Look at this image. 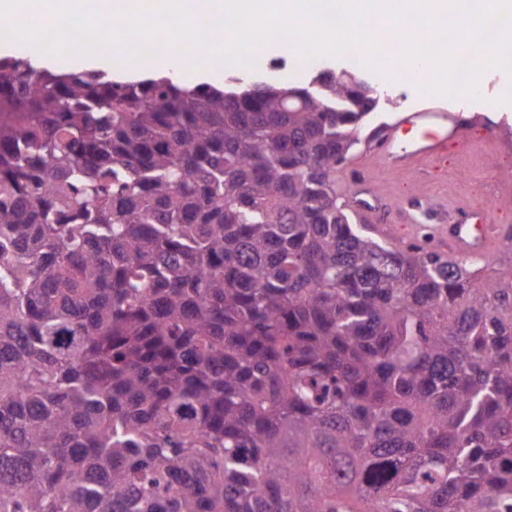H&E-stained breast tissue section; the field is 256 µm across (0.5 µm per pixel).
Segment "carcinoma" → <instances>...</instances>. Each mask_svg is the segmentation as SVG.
Listing matches in <instances>:
<instances>
[{
	"instance_id": "cac0c4a2",
	"label": "carcinoma",
	"mask_w": 512,
	"mask_h": 512,
	"mask_svg": "<svg viewBox=\"0 0 512 512\" xmlns=\"http://www.w3.org/2000/svg\"><path fill=\"white\" fill-rule=\"evenodd\" d=\"M378 103L0 59V512H512V252L356 223Z\"/></svg>"
}]
</instances>
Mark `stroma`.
I'll return each mask as SVG.
<instances>
[{
    "instance_id": "1",
    "label": "stroma",
    "mask_w": 512,
    "mask_h": 512,
    "mask_svg": "<svg viewBox=\"0 0 512 512\" xmlns=\"http://www.w3.org/2000/svg\"><path fill=\"white\" fill-rule=\"evenodd\" d=\"M374 82L384 96L379 109L369 117L362 128L360 143L352 149L349 162L366 159L370 145L369 133L380 123L395 124L406 112L428 105H438L449 111L461 113L463 130L475 149L477 156H485V163L466 160L456 147H449L439 163L418 173H395L384 168L370 172L373 185L391 188L395 197L408 203L421 197H429L439 203L444 216H451L465 204L483 206L490 204L498 195L500 186L512 178V105L501 103L508 82L498 69H489L481 78L479 93L481 101L474 102L465 97H434L419 93L414 79L374 75ZM496 134L505 142V149H496L488 140Z\"/></svg>"
}]
</instances>
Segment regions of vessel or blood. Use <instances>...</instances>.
<instances>
[{
    "label": "vessel or blood",
    "instance_id": "b4317fda",
    "mask_svg": "<svg viewBox=\"0 0 512 512\" xmlns=\"http://www.w3.org/2000/svg\"><path fill=\"white\" fill-rule=\"evenodd\" d=\"M462 118L460 114L444 108H424L409 113L402 122L387 129L382 139L371 149L367 164H378L395 171L409 172L422 165L440 162L449 143H462ZM364 166H351L339 172L336 190L352 204L362 220L374 224L378 233H388L389 227L377 223L376 216L388 194L384 188L375 187L355 192V185L364 182ZM464 224L436 227L431 237L440 246L448 247L456 254L477 257L488 254L492 245H512V229L499 224H473V207H465Z\"/></svg>",
    "mask_w": 512,
    "mask_h": 512
}]
</instances>
